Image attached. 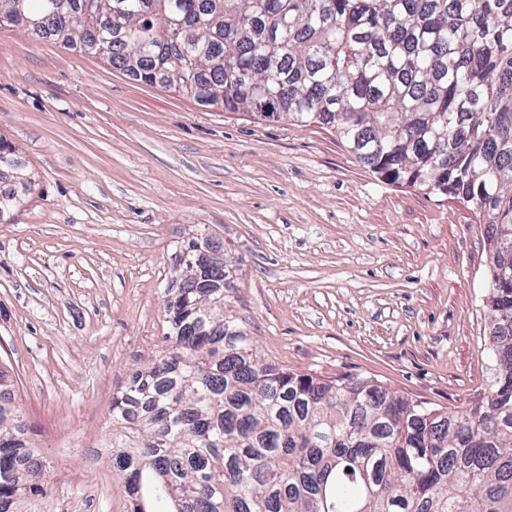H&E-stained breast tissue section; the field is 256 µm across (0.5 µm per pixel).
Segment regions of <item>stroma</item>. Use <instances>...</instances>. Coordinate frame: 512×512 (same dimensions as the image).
<instances>
[{"label": "stroma", "instance_id": "1", "mask_svg": "<svg viewBox=\"0 0 512 512\" xmlns=\"http://www.w3.org/2000/svg\"><path fill=\"white\" fill-rule=\"evenodd\" d=\"M0 140L35 181L0 223V365L49 471L23 512H127L95 451L113 394L161 348L177 245L203 224L261 356L443 411L488 388L478 215L372 173L334 128L203 106L2 31Z\"/></svg>", "mask_w": 512, "mask_h": 512}]
</instances>
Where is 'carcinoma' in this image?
Instances as JSON below:
<instances>
[{"mask_svg":"<svg viewBox=\"0 0 512 512\" xmlns=\"http://www.w3.org/2000/svg\"><path fill=\"white\" fill-rule=\"evenodd\" d=\"M1 17L201 105L331 126L371 172L485 224L493 378L450 412L260 356L202 228L165 349L112 397L128 512H512V0H0ZM32 187L0 143L1 222ZM9 387L0 512L46 492Z\"/></svg>","mask_w":512,"mask_h":512,"instance_id":"obj_1","label":"carcinoma"}]
</instances>
